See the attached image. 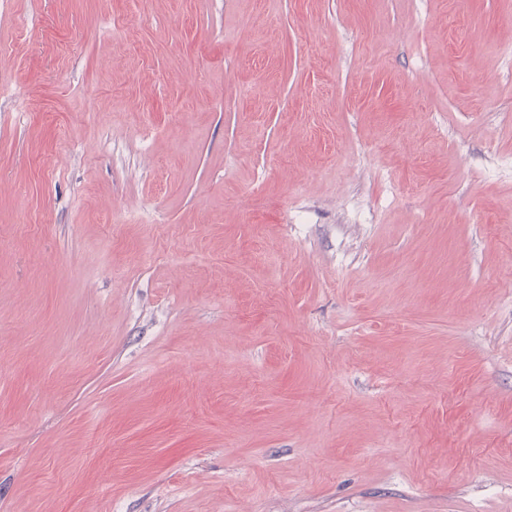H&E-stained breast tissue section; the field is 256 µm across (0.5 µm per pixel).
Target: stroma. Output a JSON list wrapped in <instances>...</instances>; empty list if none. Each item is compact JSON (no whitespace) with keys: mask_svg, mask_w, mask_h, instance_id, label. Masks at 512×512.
I'll list each match as a JSON object with an SVG mask.
<instances>
[{"mask_svg":"<svg viewBox=\"0 0 512 512\" xmlns=\"http://www.w3.org/2000/svg\"><path fill=\"white\" fill-rule=\"evenodd\" d=\"M512 0H0V512H512Z\"/></svg>","mask_w":512,"mask_h":512,"instance_id":"1","label":"stroma"}]
</instances>
